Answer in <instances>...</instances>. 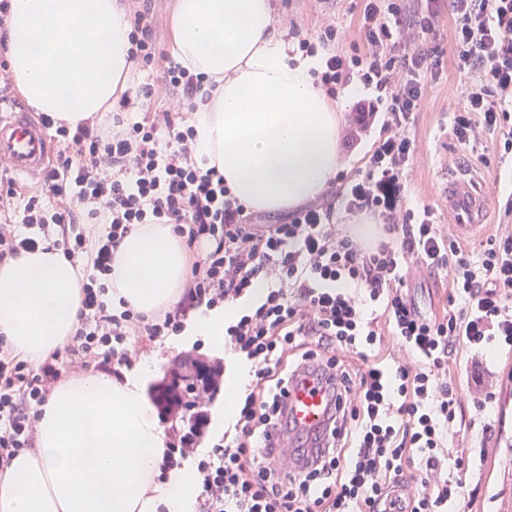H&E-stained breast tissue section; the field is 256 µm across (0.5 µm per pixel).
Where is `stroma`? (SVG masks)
Wrapping results in <instances>:
<instances>
[{
  "label": "stroma",
  "mask_w": 512,
  "mask_h": 512,
  "mask_svg": "<svg viewBox=\"0 0 512 512\" xmlns=\"http://www.w3.org/2000/svg\"><path fill=\"white\" fill-rule=\"evenodd\" d=\"M277 26H298L303 38L317 42L325 25L333 23L342 31L340 50H349L359 41L358 18L364 0H334L327 11H320L314 0H271ZM453 21L448 12H441L437 43L443 52L442 71L438 77L426 78L423 83V102L409 128L410 136L418 147L416 158L409 172L406 204L408 207L429 206L436 223L448 222V209L438 191L445 173L463 168H475L485 183L489 197L487 223L477 236L462 239L467 249L481 250L487 238L495 234L498 224L507 222L505 203L512 197V158L501 159L491 141L477 144H460L451 133L452 114L459 108L466 78L453 66ZM369 91L359 83H352L349 90L340 93L337 101L344 112L340 145L344 160L326 199H333L343 183L364 174L370 156L384 134V113H377L375 121L362 133H355L356 114L353 106L357 100L368 96ZM139 355L156 354L157 366L148 379V386L158 384L174 360L190 355L211 363L220 364L223 376L221 390L208 405L209 425L203 447L222 439L219 430V412L229 390L243 392L246 383L239 380L238 372L244 367L243 358L231 350L215 349L198 340L182 343L180 337L169 336L139 347ZM450 376L462 394L461 420L464 433H450L449 450L468 444L470 463L465 473L466 488L473 497L472 512H512V349L493 344L482 360H472L469 351H459L457 361L450 367ZM494 392L492 405L481 409L474 405L473 397L480 391ZM490 425V432H483V425Z\"/></svg>",
  "instance_id": "obj_1"
}]
</instances>
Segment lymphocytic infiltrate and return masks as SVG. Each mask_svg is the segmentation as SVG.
I'll return each mask as SVG.
<instances>
[{"mask_svg":"<svg viewBox=\"0 0 512 512\" xmlns=\"http://www.w3.org/2000/svg\"><path fill=\"white\" fill-rule=\"evenodd\" d=\"M453 59L467 76L452 133L462 144L484 135L512 154V0H448ZM439 0H365L360 43L338 51V27L318 43L319 78L328 97L351 81L370 89L360 124L387 115L386 135L365 173L346 183V211L386 223L388 240L368 247L337 224L334 201L303 207L281 224L259 225L216 168L195 159L194 109L204 79L176 62L163 68L183 111L151 110L121 97L111 130L96 122L71 128L42 115L59 144L40 189L0 180V265L44 244L86 266L76 333L64 353L38 367L0 338V469L35 448L39 410L63 372L131 366L138 343L176 336L199 307L233 303L265 289L259 304L224 325V343L250 364L251 381L234 409V431L198 446L205 408L218 392L208 382L197 407L180 418L179 395L164 397L172 415L169 463L194 457L195 512H448L465 502L463 457L448 454L461 397L447 377L459 349L512 346V227L480 252L461 247L435 224L429 207L406 205L417 150L408 129L421 106L426 75L442 68ZM150 8L136 10L130 56L155 64ZM142 119H131L132 107ZM139 224H170L198 258L172 311L146 317L115 305L108 285L114 252ZM451 270L448 305L426 313L407 287L409 268ZM317 368L333 385L334 409L311 437L288 422L292 380Z\"/></svg>","mask_w":512,"mask_h":512,"instance_id":"1","label":"lymphocytic infiltrate"}]
</instances>
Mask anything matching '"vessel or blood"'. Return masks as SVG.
I'll return each instance as SVG.
<instances>
[{
  "instance_id": "obj_1",
  "label": "vessel or blood",
  "mask_w": 512,
  "mask_h": 512,
  "mask_svg": "<svg viewBox=\"0 0 512 512\" xmlns=\"http://www.w3.org/2000/svg\"><path fill=\"white\" fill-rule=\"evenodd\" d=\"M50 143L38 118L23 110L0 115V161L11 173L40 181L46 170ZM448 216L458 232L468 236L483 230L487 208L483 183L472 170L449 175L442 186ZM290 421L300 430L322 429L330 411V399L316 385H292L286 400Z\"/></svg>"
}]
</instances>
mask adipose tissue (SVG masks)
<instances>
[{"instance_id":"ef3b65f1","label":"adipose tissue","mask_w":512,"mask_h":512,"mask_svg":"<svg viewBox=\"0 0 512 512\" xmlns=\"http://www.w3.org/2000/svg\"><path fill=\"white\" fill-rule=\"evenodd\" d=\"M6 72L28 104L74 127L111 111L136 65L120 0H9ZM171 55L212 90L194 114L196 159L248 210L280 214L320 198L343 166L342 115L315 83L321 55L277 31L270 0H175ZM189 251L170 224H141L112 261L113 298L145 316L175 309ZM82 273L56 249L0 265V335L37 364L75 335ZM234 302L199 308L190 337L224 343ZM155 365L60 381L34 450L0 470V512H194L197 483L164 465L166 435L145 393Z\"/></svg>"}]
</instances>
